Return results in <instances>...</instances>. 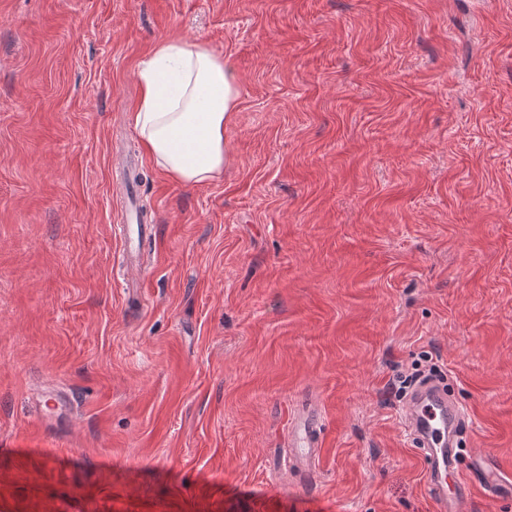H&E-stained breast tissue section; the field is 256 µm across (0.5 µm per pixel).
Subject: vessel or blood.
<instances>
[{"label":"vessel or blood","mask_w":512,"mask_h":512,"mask_svg":"<svg viewBox=\"0 0 512 512\" xmlns=\"http://www.w3.org/2000/svg\"><path fill=\"white\" fill-rule=\"evenodd\" d=\"M126 193L125 222L121 228L124 239V260L137 265L134 240L143 228L138 222L139 209L134 193L135 159L122 155L117 159ZM406 430L423 451L427 463V483L435 503V512H461V505L471 495L474 482H484L488 492H498L504 479L497 463L488 457L474 465L470 474H463L456 437L464 414L454 398L440 384L428 381L419 385L402 407ZM321 423L312 408L299 411L291 424L293 446L303 462H311L319 452Z\"/></svg>","instance_id":"vessel-or-blood-1"}]
</instances>
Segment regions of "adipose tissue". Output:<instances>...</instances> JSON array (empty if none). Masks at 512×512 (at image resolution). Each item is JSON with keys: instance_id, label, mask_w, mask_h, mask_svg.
Instances as JSON below:
<instances>
[{"instance_id": "ef3b65f1", "label": "adipose tissue", "mask_w": 512, "mask_h": 512, "mask_svg": "<svg viewBox=\"0 0 512 512\" xmlns=\"http://www.w3.org/2000/svg\"><path fill=\"white\" fill-rule=\"evenodd\" d=\"M223 57L196 43H156L140 72L135 127L144 152L169 177L190 184L221 179L224 127L238 107Z\"/></svg>"}]
</instances>
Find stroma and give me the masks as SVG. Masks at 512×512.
Segmentation results:
<instances>
[{"label": "stroma", "instance_id": "35a3bbf8", "mask_svg": "<svg viewBox=\"0 0 512 512\" xmlns=\"http://www.w3.org/2000/svg\"><path fill=\"white\" fill-rule=\"evenodd\" d=\"M164 39L236 74L220 180L143 154ZM426 354L512 472V0H0V512H434L389 389ZM117 153L119 154L117 159L118 169L120 174H122L123 176L124 188L126 193L124 208L126 224H122L121 228V234L124 239V260L126 262V265L138 267L140 265L137 260V248L134 245V240L136 237L137 240L139 241L140 235L144 231V228L140 226L141 224L139 221V209L136 203V197L134 193V173L137 170V162L135 159L127 155H121L119 149ZM320 433V415L315 409L302 408L294 416L291 424L292 446L303 462L308 464L318 455Z\"/></svg>", "mask_w": 512, "mask_h": 512}]
</instances>
